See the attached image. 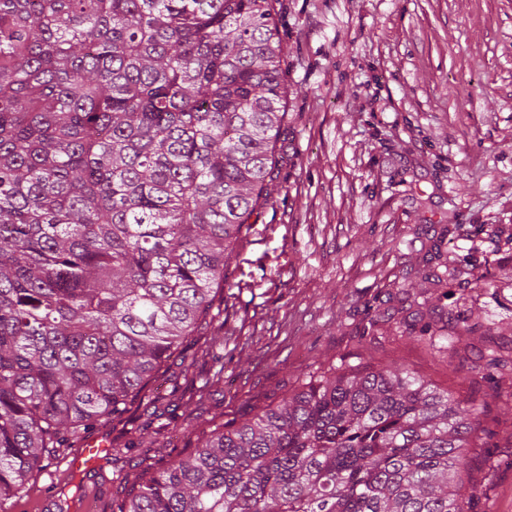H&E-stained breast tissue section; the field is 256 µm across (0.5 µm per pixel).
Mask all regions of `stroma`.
Segmentation results:
<instances>
[{"label": "stroma", "instance_id": "35a3bbf8", "mask_svg": "<svg viewBox=\"0 0 512 512\" xmlns=\"http://www.w3.org/2000/svg\"><path fill=\"white\" fill-rule=\"evenodd\" d=\"M286 48L285 121L269 203L230 263L247 282L224 310V381L211 415L256 414L341 363L401 364L454 396L487 400L467 461L474 512H512V374L477 383L469 339L426 347L390 323L362 339L364 306L395 291L418 224L466 233L449 256L512 255V0H276ZM137 449L69 489L70 506L112 512L143 474ZM51 464L11 512H59Z\"/></svg>", "mask_w": 512, "mask_h": 512}]
</instances>
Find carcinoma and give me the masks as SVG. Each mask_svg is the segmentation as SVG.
Wrapping results in <instances>:
<instances>
[{
  "label": "carcinoma",
  "instance_id": "1",
  "mask_svg": "<svg viewBox=\"0 0 512 512\" xmlns=\"http://www.w3.org/2000/svg\"><path fill=\"white\" fill-rule=\"evenodd\" d=\"M271 0H0V512L81 435L120 420L220 319L227 268L278 166L287 86ZM428 238L397 289L421 340L474 335L454 286L498 299ZM224 377V337L210 338ZM503 363L488 344L477 374ZM159 425L131 442H154ZM483 404L401 366L312 377L254 417H186L112 512H473Z\"/></svg>",
  "mask_w": 512,
  "mask_h": 512
}]
</instances>
